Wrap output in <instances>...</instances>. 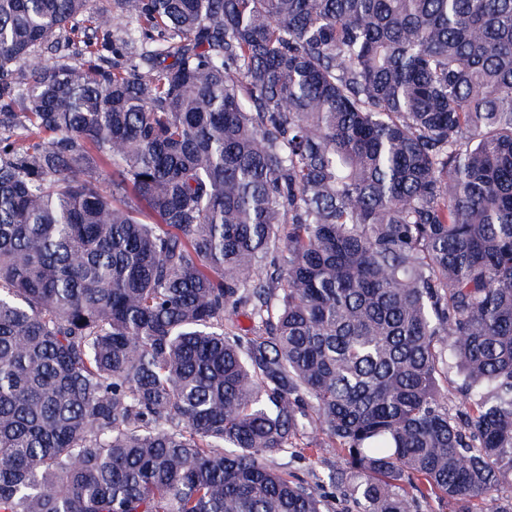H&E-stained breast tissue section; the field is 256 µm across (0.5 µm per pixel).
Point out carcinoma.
I'll list each match as a JSON object with an SVG mask.
<instances>
[{
    "instance_id": "obj_1",
    "label": "carcinoma",
    "mask_w": 512,
    "mask_h": 512,
    "mask_svg": "<svg viewBox=\"0 0 512 512\" xmlns=\"http://www.w3.org/2000/svg\"><path fill=\"white\" fill-rule=\"evenodd\" d=\"M113 5L0 0V512H512V0ZM337 448H321L318 457H312L311 460L303 458H283L280 456L269 457V464L277 469L286 470L288 473L298 475L306 480L310 485L316 486L318 476L329 468L339 464Z\"/></svg>"
}]
</instances>
